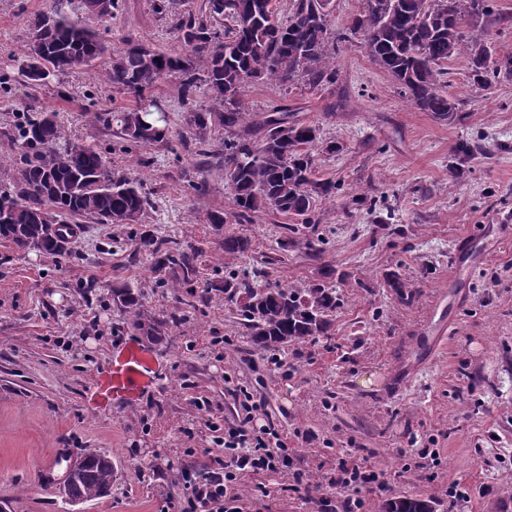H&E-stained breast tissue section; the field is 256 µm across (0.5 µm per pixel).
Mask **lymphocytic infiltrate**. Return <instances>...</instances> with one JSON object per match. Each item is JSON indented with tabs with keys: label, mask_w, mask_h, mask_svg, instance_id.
<instances>
[{
	"label": "lymphocytic infiltrate",
	"mask_w": 512,
	"mask_h": 512,
	"mask_svg": "<svg viewBox=\"0 0 512 512\" xmlns=\"http://www.w3.org/2000/svg\"><path fill=\"white\" fill-rule=\"evenodd\" d=\"M233 393L240 399L239 424L228 430L210 418L207 398H195L196 409L207 414L204 425L216 451L204 469L178 467L174 483L179 493L166 499L161 512H243L240 487L245 479L256 478L255 489L265 496V476L287 473L291 455L286 440L273 426H258L264 408L245 389Z\"/></svg>",
	"instance_id": "lymphocytic-infiltrate-1"
}]
</instances>
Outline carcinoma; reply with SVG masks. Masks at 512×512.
I'll list each match as a JSON object with an SVG mask.
<instances>
[{
  "instance_id": "obj_1",
  "label": "carcinoma",
  "mask_w": 512,
  "mask_h": 512,
  "mask_svg": "<svg viewBox=\"0 0 512 512\" xmlns=\"http://www.w3.org/2000/svg\"><path fill=\"white\" fill-rule=\"evenodd\" d=\"M364 12L346 27L361 38L367 55L381 68L414 108L441 120L459 111L448 95L446 66L465 47L470 79L480 89L500 75L512 76V53L495 55L487 41L485 22L496 15L494 0H365ZM332 0H293L286 22L278 20L270 0H239L240 31L224 40L193 15L179 21L183 50L167 52L128 40L110 47L93 23L107 22L118 0H79L74 18L56 6L39 16L18 74L32 86L79 67L103 63L112 87L135 98V104L99 113L98 120L116 138L134 146H163L171 139L169 116L155 108L152 89L166 79L178 80L183 105L190 107L196 154L224 168L235 210L212 211L208 224H241L257 212L310 224L315 201L336 194V182L313 177L312 148L319 127L294 119L279 106L260 115L245 111L246 89L277 82L291 85L298 78L313 87L336 82V43L328 26ZM206 87L213 106L194 108L198 85ZM220 125L229 133L224 149L210 147L208 133ZM19 163L12 180L0 183V239L22 251L58 255L68 238L57 228L70 219L88 224H139L151 207L141 184L112 168L93 144L65 137L55 113L27 116L10 138ZM154 269L171 274V287L190 283L198 272V253L172 249L151 238ZM246 237L224 238V253L247 256ZM264 271L224 278V301L235 305L246 335L257 350H286L327 333L339 305L336 288L325 282L307 288L270 287ZM113 300L133 313L134 327L149 341L166 335L170 324L141 311L139 299L127 286L113 289ZM111 456L99 449L82 454V464L67 480L68 496L81 502L109 495L115 482ZM377 512H434L430 500L395 497Z\"/></svg>"
}]
</instances>
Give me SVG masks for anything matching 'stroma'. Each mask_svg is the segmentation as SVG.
<instances>
[{"instance_id":"35a3bbf8","label":"stroma","mask_w":512,"mask_h":512,"mask_svg":"<svg viewBox=\"0 0 512 512\" xmlns=\"http://www.w3.org/2000/svg\"><path fill=\"white\" fill-rule=\"evenodd\" d=\"M52 4L0 0V153L23 117L56 113L70 139L97 145L113 168L139 178L153 207L138 224L83 225L61 256L0 239V512H70L58 492L64 459L90 448L108 451L117 473L111 494L85 502L84 512H160L176 491L167 462L209 460L193 398H208L224 425L237 422L228 376L264 404L292 450L291 474L265 479L269 497L256 500L252 485L242 486L248 512L338 506L351 491L334 485L336 467L351 455L387 485L360 490L366 512L401 496L449 512L452 488L470 497L458 512H512V234L495 230L512 222V77L477 89L459 54L447 81L460 110L440 120L412 107L349 37L336 46L335 83H264L246 95L250 112L281 104L319 125L315 173L338 190L316 200L315 223L291 233L287 218L257 213L243 224H208L206 212H232L234 200L223 169L182 145L188 109L175 81L152 92L170 112L169 144L128 148L97 115L134 98L112 89L101 67L38 88L19 78L14 61ZM188 12L224 28L208 0H175L163 13L154 0H122L99 30L113 46L133 39L173 51ZM453 169L462 175L452 185ZM231 234L250 240L247 257L225 260ZM468 234L490 252L459 284L465 298L455 306L449 258ZM315 236L312 256L305 243ZM147 237L197 250L194 281H160ZM324 267L341 298L328 334L276 353L252 347L218 289L244 268L265 270L271 286L305 288ZM392 272L411 284V299L387 288ZM120 285L139 294L149 316L179 314L162 341L148 343L113 302ZM444 311L452 323L445 344L394 390L395 370L414 361ZM424 448L437 459L421 458Z\"/></svg>"}]
</instances>
